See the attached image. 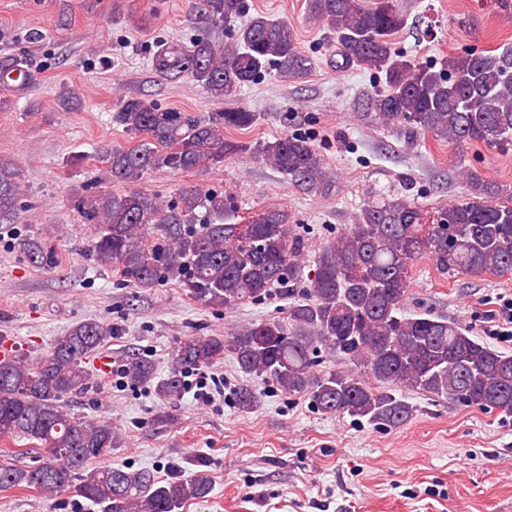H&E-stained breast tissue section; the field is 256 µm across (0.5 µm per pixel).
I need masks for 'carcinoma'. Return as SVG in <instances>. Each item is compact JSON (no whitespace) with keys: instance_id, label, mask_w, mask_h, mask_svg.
Wrapping results in <instances>:
<instances>
[{"instance_id":"cac0c4a2","label":"carcinoma","mask_w":512,"mask_h":512,"mask_svg":"<svg viewBox=\"0 0 512 512\" xmlns=\"http://www.w3.org/2000/svg\"><path fill=\"white\" fill-rule=\"evenodd\" d=\"M188 7L209 32L155 46L153 67L167 79L234 102L271 72L288 81L311 70L287 21L262 12L242 20L246 0H188ZM307 15L333 35L345 64L383 79V89L359 99L358 120L456 144L512 140V47L466 49L438 69L395 48L394 35L407 25L398 0L370 6L307 0ZM32 80L20 59L1 56L0 109ZM114 119L134 144L104 148L100 155L112 180L126 189L99 191L75 205L84 223L95 226L93 253L100 265L118 268L132 288L176 281L200 303L226 310L260 301L302 274L301 244L290 237L284 213L264 211L242 229L241 205L222 192L183 187L169 200L138 184L155 169L221 167L251 156L299 191L318 196L336 182V172L309 136L286 132L252 145L224 134L257 123L259 113L246 107L200 118L146 97H120ZM20 180L15 163L0 158L1 224L17 220ZM463 180L465 197L440 205L431 219L399 194L367 204L356 223L314 252L308 295L289 304L285 318L261 320L222 338L190 339L178 345L172 371L159 380L149 358L129 352L121 365L124 378L151 384L159 399L173 400L184 390L185 371L230 355L245 376L306 395L323 414L346 415L380 430L396 429L416 412L402 397L405 390L512 417V355L430 312H401L410 263L422 255L444 274L512 276V192L471 168ZM29 251L41 266L56 265L55 254L41 245L31 243ZM111 336V326L89 320L56 337L32 361H0V438L24 439L43 450L29 469L0 464V489L30 488L45 498L70 489L101 512H179L186 501L210 495L212 482L203 469L186 479L161 480L146 469L90 467L112 453L119 436L110 424L73 416L64 398L89 388L87 360ZM323 349L352 368L315 372ZM234 398L245 413L258 404L248 385Z\"/></svg>"}]
</instances>
